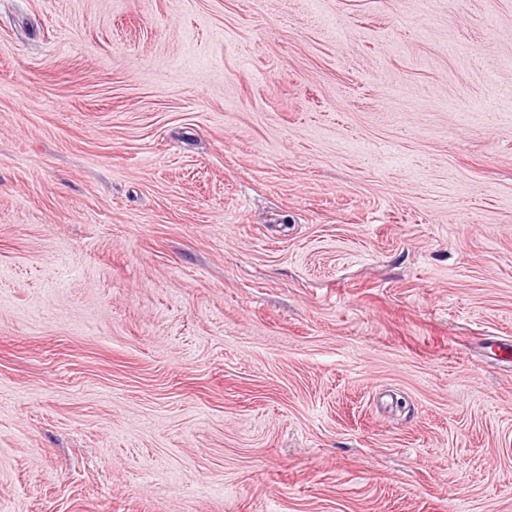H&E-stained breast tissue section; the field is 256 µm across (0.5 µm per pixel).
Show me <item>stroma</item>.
<instances>
[{
  "mask_svg": "<svg viewBox=\"0 0 512 512\" xmlns=\"http://www.w3.org/2000/svg\"><path fill=\"white\" fill-rule=\"evenodd\" d=\"M512 0H0V512H512Z\"/></svg>",
  "mask_w": 512,
  "mask_h": 512,
  "instance_id": "stroma-1",
  "label": "stroma"
}]
</instances>
